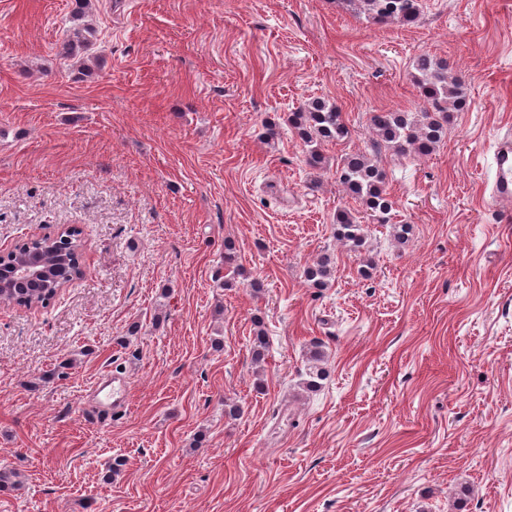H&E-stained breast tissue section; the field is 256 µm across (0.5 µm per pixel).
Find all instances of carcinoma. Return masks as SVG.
<instances>
[{"label": "carcinoma", "mask_w": 512, "mask_h": 512, "mask_svg": "<svg viewBox=\"0 0 512 512\" xmlns=\"http://www.w3.org/2000/svg\"><path fill=\"white\" fill-rule=\"evenodd\" d=\"M346 6L372 25L397 24L411 27L419 22L422 13L421 0H343ZM92 0H74L71 19L75 26L70 29L60 54L76 58L90 50L95 30L83 23L89 16ZM413 83L421 108L417 112H374L369 119L373 150L386 149L398 156L415 158L428 156L445 138L453 113L466 104L467 86L463 77L452 73L448 61L429 53L418 55L413 63ZM288 124L301 141L306 163L312 168L324 165L322 146L327 142L344 140L349 130L336 103L324 98H314L288 115ZM336 182L344 192L368 212L379 224L390 221L395 201L388 191L386 173L370 154L356 151L346 154L336 167ZM334 224L336 238L351 251L360 250L365 244L364 225L349 209L336 211ZM30 252L49 262L54 268L53 278L41 284L14 285L11 298L19 305L33 301L45 303L52 298L57 284L69 282L78 274L72 251L65 248L47 249L46 245L31 243ZM331 263L320 259L305 270V276L317 288L327 284L331 277ZM268 340L263 331L253 336L250 351L252 359L265 358ZM324 356L317 349L310 351L307 359L305 387L320 388L326 378L322 367Z\"/></svg>", "instance_id": "1"}]
</instances>
